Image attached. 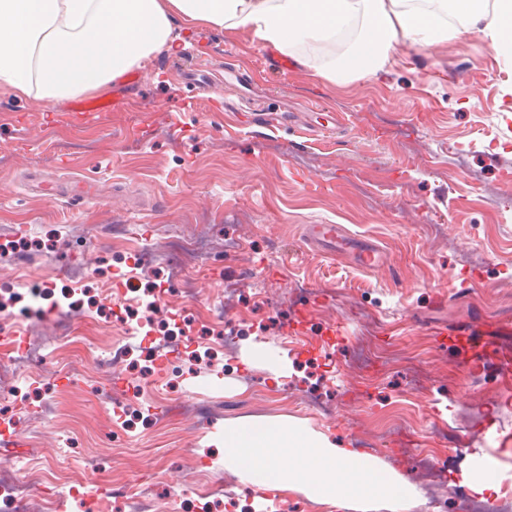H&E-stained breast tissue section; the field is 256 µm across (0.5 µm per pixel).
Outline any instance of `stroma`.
<instances>
[{
  "label": "stroma",
  "instance_id": "35a3bbf8",
  "mask_svg": "<svg viewBox=\"0 0 512 512\" xmlns=\"http://www.w3.org/2000/svg\"><path fill=\"white\" fill-rule=\"evenodd\" d=\"M185 40L81 120L69 100L0 89V238L15 246L0 289L51 294L0 312L32 365L0 381L20 437L0 447V482L20 463L44 472L56 512H99L100 495L109 512H327L224 466L225 424L287 418L400 473L420 493L411 512L512 507V59L472 32L399 42L382 70L335 84L314 71L335 57L322 47L281 73L249 31ZM195 55L261 97L225 111L216 81L189 99L171 71ZM307 224L342 225L387 262L323 256ZM175 239L201 253L183 280ZM147 316L161 331L184 318L177 356L141 359L129 330ZM69 330L99 363L72 371L52 352ZM257 346L285 369L251 365ZM476 456L496 461L499 498L459 481ZM216 483L224 496H198Z\"/></svg>",
  "mask_w": 512,
  "mask_h": 512
}]
</instances>
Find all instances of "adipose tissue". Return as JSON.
<instances>
[{
	"label": "adipose tissue",
	"mask_w": 512,
	"mask_h": 512,
	"mask_svg": "<svg viewBox=\"0 0 512 512\" xmlns=\"http://www.w3.org/2000/svg\"><path fill=\"white\" fill-rule=\"evenodd\" d=\"M0 0V88L41 100L106 92L112 80L161 51L176 52L171 25H205L253 36L300 66L304 46L354 35L349 53L321 77L334 83L382 69L394 43L430 46L476 31L512 57V0ZM224 465L252 487L301 492L351 512H409L417 491L357 448L288 419L225 425Z\"/></svg>",
	"instance_id": "obj_1"
}]
</instances>
